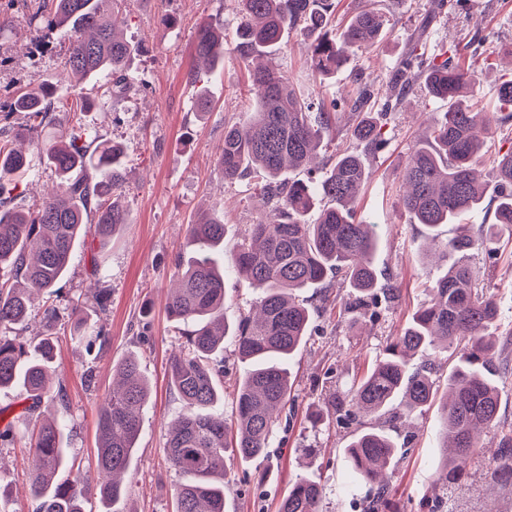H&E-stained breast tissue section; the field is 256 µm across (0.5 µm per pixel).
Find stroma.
Instances as JSON below:
<instances>
[{
    "mask_svg": "<svg viewBox=\"0 0 512 512\" xmlns=\"http://www.w3.org/2000/svg\"><path fill=\"white\" fill-rule=\"evenodd\" d=\"M387 24L380 41L367 51L349 53L336 73L316 74L299 38H290L270 57L301 94L318 100H343L361 82L371 83L377 102H385L398 63L414 31L428 23L426 57L455 55L481 68L475 87L476 109L498 111L496 84L512 78V0H449L434 12V0H374ZM52 0H0V105L29 86L52 84L54 98L89 94L90 103L74 115L57 112L45 136L81 124L86 133L125 147L124 183L117 199L129 214L109 243L82 237L72 252L56 294L36 306L17 334L31 340L52 333L55 367L64 386L67 425L63 445L74 464L61 470L58 482L94 485L98 404L111 393L113 367L134 356L149 381L151 397L142 413L136 456L128 470V495L117 512H172L181 476L166 460L169 424L182 406L169 387L170 360L182 338L167 317L165 303L173 288L174 260L190 255L188 226L205 211H223L224 248L232 250L247 225L262 210L245 185L225 182L218 163L225 122L254 111L256 96L246 87V70L233 50L224 63L194 83L189 74L196 29L213 21L234 41L240 23L235 0H130L118 14L125 38L140 47L129 69L123 94L112 96L89 85H74L64 65L70 42L65 31L36 25L35 12L49 13ZM209 98L199 111V94ZM448 109L445 101L414 86L394 106L383 127L384 146L366 157L369 177L356 201L357 215L372 224L377 238L373 263L376 287L366 305H358L349 288L304 293L312 313L310 330L291 362L293 405L287 406L270 439L265 457L227 465L225 495L228 512H278L292 484L307 477L323 488L321 512H367L366 487L354 478L346 450L356 434L385 430L397 446L389 484L402 512H512V482L489 477L497 463L501 430L512 428V375L501 377V428L484 432L471 476L444 484L438 431L440 412L430 407L417 413L412 428L392 414L330 415L334 398L344 397L355 377L379 354L388 336L401 330L414 309L425 301L426 287L448 263L421 248L431 239L448 240L461 230L477 232L493 221V207L459 216L435 229L411 222L399 208L404 168L413 145L431 120ZM30 169L18 192L25 205L41 202L58 183L35 148H27ZM482 287L496 301L500 318L494 334L501 356L512 363V232L503 231L492 249L475 254ZM228 299L224 317L236 323L252 307L257 293L250 282L225 265ZM107 290L106 310L95 316L105 340L93 348L75 343L69 313L74 302ZM348 304L344 316L324 309L323 295ZM57 311L47 321L45 307ZM28 422H15L9 442L0 445V512H34L27 448Z\"/></svg>",
    "mask_w": 512,
    "mask_h": 512,
    "instance_id": "stroma-1",
    "label": "stroma"
}]
</instances>
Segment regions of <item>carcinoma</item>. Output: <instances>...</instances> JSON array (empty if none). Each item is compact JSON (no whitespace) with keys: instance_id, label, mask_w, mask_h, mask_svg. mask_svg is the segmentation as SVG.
Here are the masks:
<instances>
[{"instance_id":"carcinoma-1","label":"carcinoma","mask_w":512,"mask_h":512,"mask_svg":"<svg viewBox=\"0 0 512 512\" xmlns=\"http://www.w3.org/2000/svg\"><path fill=\"white\" fill-rule=\"evenodd\" d=\"M107 0H55L47 24L66 29L71 39L65 66L80 82L100 74L112 76V94L123 93L127 63L135 47L115 32L112 16L101 11ZM242 13L236 51L244 63L265 57L290 33L299 34L313 67L327 76L336 72L348 52L367 50L385 26L373 10L357 11L340 33L330 34L336 0H237ZM425 30L412 40L401 62L405 80L391 91L402 95L422 80L434 98L448 102V111L418 143L403 174L400 205L416 224L435 228L451 224L485 203L486 183L478 167L487 138L512 120V113L474 112L464 104L473 92L474 73L453 58L423 59ZM195 56L213 70L224 62V31L212 22L199 28ZM252 90L259 97L256 111L224 127L218 162L224 180L236 183L261 171L265 179L251 185L265 203V218L244 230L232 252L238 275L256 288L255 311L234 324L224 321V219L215 212L189 225L199 249L177 257L178 285L168 296V316L183 325V349L173 356L170 384L182 402V412L168 430L166 452L170 467L184 483L176 488L175 512H225V472L229 459L251 461L269 448L278 412L291 401L292 383L285 361L301 347L310 327V312L301 291L338 277L361 299L376 284L373 255L377 242L371 225L357 218L353 204L368 178L363 155L384 145L380 128L364 112L374 97L370 87H358L347 118L361 152L344 151L322 176L305 181L294 172L309 170L318 149L336 128L340 113L329 105L302 97L288 78L272 66L248 68ZM48 89L21 90L9 105V118L21 112L25 131L39 136L52 124L51 112H80L86 100L51 101ZM36 146L59 178L58 189L33 208L24 207L17 188L29 167L27 155L14 146L9 124L0 126V389L23 385L31 404L19 414L38 420L37 411L66 409L63 387L50 391L55 374L54 343L44 334L29 343L12 334L23 325L36 302L60 282L67 271L75 240L87 233L108 243L117 228L128 223L124 209L112 198L123 186L124 146L97 142L75 130H62ZM492 179L498 195L494 223L476 235H458L438 242L446 255H458L428 288V301L410 317L401 333L387 343L371 369L353 385L344 405L360 411H397L404 422L416 411L439 404V447L443 467L456 477L477 455L478 435L500 427L501 375L489 329L499 318L494 299L479 288L462 259L495 244L503 228L512 229V150L493 161ZM315 220H309L313 211ZM108 293L94 306L72 305L74 338L92 347L103 330L92 336V313L105 311ZM234 341L235 355L247 371L235 385L234 420L227 422L213 408L224 401L222 371L213 360L224 351V339ZM448 353V379L443 394L432 379L433 367L410 365L422 351ZM118 388L98 408L96 483L101 502H117L128 494L123 476L136 452L141 412L150 388L139 360L128 357L115 366ZM64 421L38 424L31 438V490L36 512H86V486L57 484L58 470L72 463L62 448ZM500 464L492 478L512 479V429L501 434ZM397 448L382 430L358 434L348 458L358 479L373 489L369 512H400L380 475ZM323 488L301 479L281 501L279 512H319Z\"/></svg>"}]
</instances>
